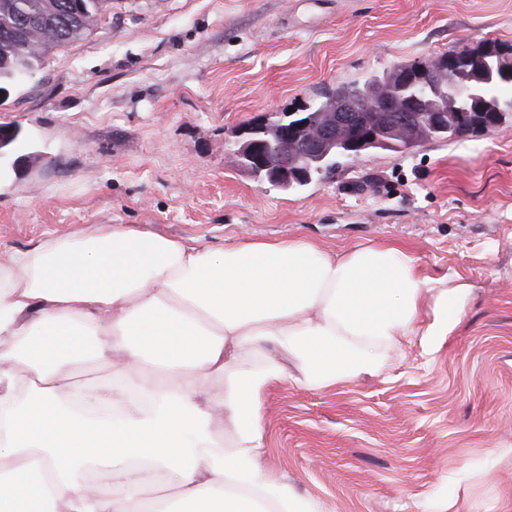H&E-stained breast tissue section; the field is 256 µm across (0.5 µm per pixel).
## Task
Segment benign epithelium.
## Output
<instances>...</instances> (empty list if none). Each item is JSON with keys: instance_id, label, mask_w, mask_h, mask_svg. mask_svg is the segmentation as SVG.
<instances>
[{"instance_id": "1", "label": "benign epithelium", "mask_w": 512, "mask_h": 512, "mask_svg": "<svg viewBox=\"0 0 512 512\" xmlns=\"http://www.w3.org/2000/svg\"><path fill=\"white\" fill-rule=\"evenodd\" d=\"M439 70L422 64L393 67L389 85L377 86L361 100L339 103L327 115L307 113V118L289 124L271 121L255 129L262 139L252 141L247 159L267 172L273 182L302 178L311 164L331 152L357 159L367 148L384 147L387 140L360 113L377 101L388 112L407 147L418 145L430 127H441L442 117L469 111V102L480 98L477 87L457 81L454 50L435 58Z\"/></svg>"}]
</instances>
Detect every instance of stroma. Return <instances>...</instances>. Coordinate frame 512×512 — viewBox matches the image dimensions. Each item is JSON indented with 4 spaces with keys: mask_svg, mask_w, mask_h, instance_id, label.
I'll list each match as a JSON object with an SVG mask.
<instances>
[{
    "mask_svg": "<svg viewBox=\"0 0 512 512\" xmlns=\"http://www.w3.org/2000/svg\"><path fill=\"white\" fill-rule=\"evenodd\" d=\"M512 45V0H112L0 99V252L123 224L218 250L306 238L394 244L474 290L433 355L267 390L265 469L329 512H512V119L497 131L341 160L284 191L224 143L328 85Z\"/></svg>",
    "mask_w": 512,
    "mask_h": 512,
    "instance_id": "stroma-1",
    "label": "stroma"
}]
</instances>
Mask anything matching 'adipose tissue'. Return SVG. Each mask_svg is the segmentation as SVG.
<instances>
[{
    "instance_id": "ef3b65f1",
    "label": "adipose tissue",
    "mask_w": 512,
    "mask_h": 512,
    "mask_svg": "<svg viewBox=\"0 0 512 512\" xmlns=\"http://www.w3.org/2000/svg\"><path fill=\"white\" fill-rule=\"evenodd\" d=\"M471 292L396 246L209 251L116 224L10 252L0 512H324L260 464L267 388L288 361L313 389L376 375L404 336L434 354ZM89 359L109 385L76 380Z\"/></svg>"
}]
</instances>
